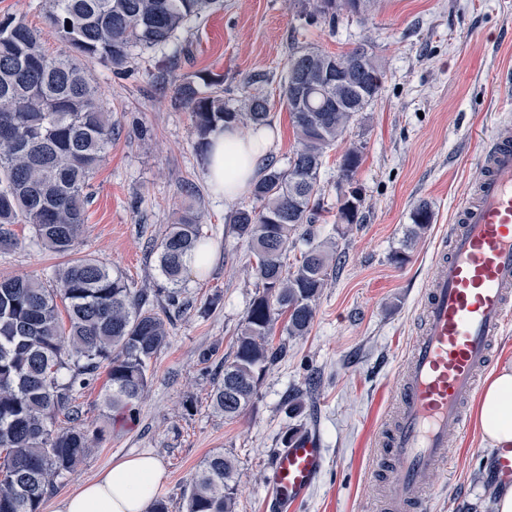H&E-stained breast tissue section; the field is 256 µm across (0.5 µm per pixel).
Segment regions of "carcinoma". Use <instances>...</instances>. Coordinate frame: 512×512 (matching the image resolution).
<instances>
[{
    "instance_id": "cac0c4a2",
    "label": "carcinoma",
    "mask_w": 512,
    "mask_h": 512,
    "mask_svg": "<svg viewBox=\"0 0 512 512\" xmlns=\"http://www.w3.org/2000/svg\"><path fill=\"white\" fill-rule=\"evenodd\" d=\"M44 20L64 49L49 53L38 31L13 16L0 18V251L21 245L14 231L25 224L45 249L69 255L83 232L86 188L112 142V116L87 74L94 64L115 74L135 56L151 52L155 77L188 51L179 34L217 0H47ZM360 0H299L313 19L336 24L360 15ZM384 69L372 48L348 52L291 46L282 101L297 147L281 167L270 161L252 188L253 205L237 208L228 223L247 242L251 274L262 291L251 300L235 336L233 359L211 392L213 406L235 419L252 403L269 369L286 355L273 346L279 320L289 336H304L327 285L330 252L317 241L323 220L320 172L328 151L377 98ZM224 76L195 72L179 84L174 104L191 112L192 133L208 151L212 133L233 126H268L266 96H248L244 108L224 100ZM353 146L338 162L337 222L359 224L364 200L353 186L363 162ZM407 239L433 221L423 202L411 213ZM300 258L287 265L288 245ZM201 213L181 206L155 244L166 307L182 306L189 262L203 251ZM168 321L150 308L144 289L94 258L55 269L52 284L39 278L0 276V512H41L60 480L103 440V431L78 423L75 393L100 368L109 385L102 405L130 414L144 397L154 358L167 344ZM67 412L72 425L57 426ZM235 461L221 452L199 464L185 492L186 512H235Z\"/></svg>"
}]
</instances>
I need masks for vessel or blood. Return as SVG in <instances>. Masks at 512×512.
<instances>
[{
	"instance_id": "vessel-or-blood-1",
	"label": "vessel or blood",
	"mask_w": 512,
	"mask_h": 512,
	"mask_svg": "<svg viewBox=\"0 0 512 512\" xmlns=\"http://www.w3.org/2000/svg\"><path fill=\"white\" fill-rule=\"evenodd\" d=\"M448 253L434 264L422 323L397 384L398 422L378 437L402 490L379 512H425L427 478L448 470V435L470 428L467 405L481 389L495 339L512 323V137L490 140L471 196L448 227ZM325 454L308 436L280 449L269 473L271 506L287 512L320 478Z\"/></svg>"
}]
</instances>
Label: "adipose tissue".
I'll return each mask as SVG.
<instances>
[{
  "instance_id": "adipose-tissue-1",
  "label": "adipose tissue",
  "mask_w": 512,
  "mask_h": 512,
  "mask_svg": "<svg viewBox=\"0 0 512 512\" xmlns=\"http://www.w3.org/2000/svg\"><path fill=\"white\" fill-rule=\"evenodd\" d=\"M273 144L274 136L265 128L233 126L213 135L206 164L212 191L230 204L241 199L257 181ZM479 420L488 448L512 446V364L494 371L481 399ZM163 476L156 457L129 456L60 499L54 512H148Z\"/></svg>"
}]
</instances>
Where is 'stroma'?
<instances>
[{"label": "stroma", "instance_id": "1", "mask_svg": "<svg viewBox=\"0 0 512 512\" xmlns=\"http://www.w3.org/2000/svg\"><path fill=\"white\" fill-rule=\"evenodd\" d=\"M45 9L46 0H0V16L24 19L56 52L61 44L43 22ZM188 37L189 56L161 85L148 53L122 76L92 66L114 130L90 181L74 254L105 262L132 287H165L152 248L191 188L210 260L203 271L185 276V305L169 313V342L153 362L135 414L115 419L103 408L106 373L77 394L83 425L104 429L105 439L59 483L43 512H53L55 497L141 452L163 465L157 494L169 512H185L183 492L200 462L215 452L237 462L236 512H268L267 474L283 433L299 424L319 439L326 463L309 497L292 512H375L393 487L388 479L370 478L379 458L377 436L394 416L398 374L416 336L436 254L448 247V226L477 176L483 140L505 131L497 116L502 90L496 78L512 70V0H377L369 15L346 16L333 26L308 22L296 0H221L193 23ZM294 41L335 54L367 44L384 65L378 97L329 151L321 171L324 201L335 207L336 161L352 144L363 145L355 178L363 220L347 226L331 217L323 224L340 259L311 327L299 337L275 333L273 341L286 345L287 357L267 372L246 414L229 420L213 408L210 393L232 356L256 281L247 271L248 248L227 222L231 206L206 183L191 114L172 106L171 98L184 78L201 69L223 75L233 105L256 92L267 94L272 155L286 163L297 142L280 94ZM257 74L263 82L250 84ZM423 201L434 221L423 238L405 247L411 212ZM15 230L22 244L0 253V275L50 280L60 256L36 244L27 227ZM402 249L408 258L399 265L392 255ZM216 295L219 306L200 315ZM309 386L314 392L301 417L289 416V393ZM453 451L452 469L428 479V512H491L481 481L492 470V451L479 424L456 439Z\"/></svg>", "mask_w": 512, "mask_h": 512}]
</instances>
